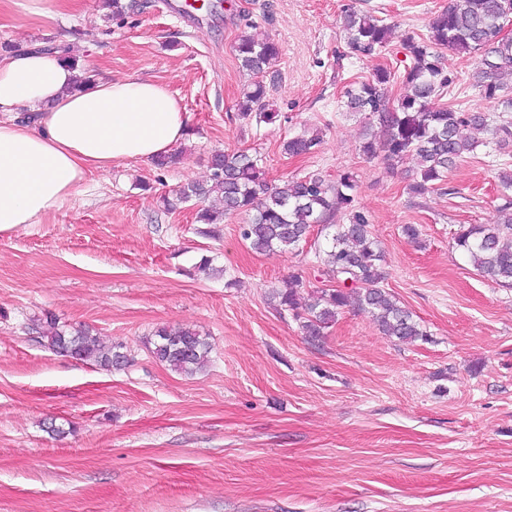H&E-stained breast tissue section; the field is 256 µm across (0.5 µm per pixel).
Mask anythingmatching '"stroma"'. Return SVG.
<instances>
[{
    "label": "stroma",
    "mask_w": 512,
    "mask_h": 512,
    "mask_svg": "<svg viewBox=\"0 0 512 512\" xmlns=\"http://www.w3.org/2000/svg\"><path fill=\"white\" fill-rule=\"evenodd\" d=\"M129 2L115 16L78 0L45 25L0 0V43L54 48L103 80L165 84L187 116L166 166L115 164L42 223L0 234V512H512V288L484 280L453 243L459 225L495 215L512 149L478 147L417 196L413 161L366 159L365 118L341 105L350 81L403 73L404 38L426 37L448 0H368L396 27L370 58L345 44L348 0H221L193 26L164 0ZM251 26L279 47L263 77L271 123L239 116L250 78L235 45ZM477 62L444 53L447 101L497 116L469 85ZM315 129V153H283ZM241 149L278 183L354 175L384 286L422 339L399 343L356 310L308 338L269 291L296 273L306 290L329 287L313 249L256 254L239 234L245 215L212 238L195 222L199 201L164 206L208 180L212 153ZM48 313L123 344L130 364L57 354L40 334ZM182 325L212 348L191 376L151 352L157 329Z\"/></svg>",
    "instance_id": "obj_1"
}]
</instances>
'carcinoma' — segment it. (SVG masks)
Listing matches in <instances>:
<instances>
[{
  "mask_svg": "<svg viewBox=\"0 0 512 512\" xmlns=\"http://www.w3.org/2000/svg\"><path fill=\"white\" fill-rule=\"evenodd\" d=\"M511 18L512 0H449L448 8L429 24L427 37L403 40L412 58L402 75L406 93L392 101L386 98L385 89L395 80V72L384 66L367 79L349 83L343 92L346 110L369 116L383 133L379 140L365 138L362 154L369 159L381 155L391 166L412 159L416 178L411 191L421 196L444 183L448 170L473 152L476 141L471 130L484 131L489 145L512 147V117L508 116L512 86L501 82L502 75L512 74V39L501 36ZM344 32L349 49L358 57L377 54L394 36V28L383 18L351 5L344 8ZM443 50L479 57L472 86L501 106V116L491 119L440 103L454 84L441 63ZM236 53L242 69L252 76L239 101L240 115L248 119L253 105L265 97L263 76L279 49L268 35L244 33ZM320 142L317 133L302 134L286 141L283 150L293 157L312 154ZM210 167L209 181L189 183L176 197L181 203L193 198L209 202L196 214V222L208 225L203 234L219 235L218 225L225 216L246 212L250 218L240 225V235L251 250L264 253L300 250L316 224L330 230L325 248L318 253L336 287L304 297L302 276L297 273L270 292L277 309L302 320L305 335L312 339L324 335L340 313L355 306L371 313L384 335L402 343L424 336L413 314L383 286L384 255L372 235L369 216L353 205L357 185L351 175L329 182L313 172L278 186L267 179L263 160L246 151H218L211 156ZM339 213L343 217L338 223L334 217ZM455 244L483 278L512 288V199L504 197L491 223L461 226ZM41 328L50 348L63 356L107 370L129 364L120 345L103 341L88 328L67 331L48 314ZM152 354L171 370L193 375L209 363L210 345L193 328L163 327L155 333Z\"/></svg>",
  "mask_w": 512,
  "mask_h": 512,
  "instance_id": "cac0c4a2",
  "label": "carcinoma"
}]
</instances>
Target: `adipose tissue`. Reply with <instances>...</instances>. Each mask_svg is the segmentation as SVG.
<instances>
[{"instance_id":"ef3b65f1","label":"adipose tissue","mask_w":512,"mask_h":512,"mask_svg":"<svg viewBox=\"0 0 512 512\" xmlns=\"http://www.w3.org/2000/svg\"><path fill=\"white\" fill-rule=\"evenodd\" d=\"M77 75L57 51L0 57V234L41 223L92 173L168 154L187 134L166 86L129 77L79 88Z\"/></svg>"}]
</instances>
